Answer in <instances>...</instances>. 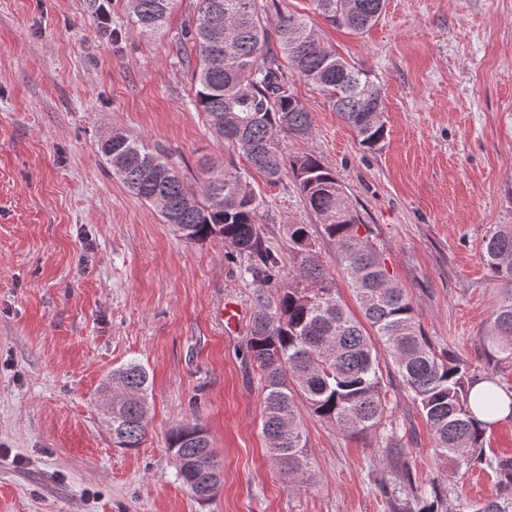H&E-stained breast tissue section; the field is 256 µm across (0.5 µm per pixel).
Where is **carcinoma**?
Instances as JSON below:
<instances>
[{
	"mask_svg": "<svg viewBox=\"0 0 512 512\" xmlns=\"http://www.w3.org/2000/svg\"><path fill=\"white\" fill-rule=\"evenodd\" d=\"M175 0H127L128 15L140 34L153 36L166 23ZM384 0H316L330 23L362 34L380 17ZM306 17L279 14L274 34L260 18L258 0H197L186 36L195 49V104L215 138L232 145L266 182L291 171L307 206L336 243L337 262L349 277L365 329L349 310L335 278L324 267L306 224L288 225L293 261L288 281L280 280L281 259L264 244V199L235 172L220 171L204 185L207 203L197 201L168 162L144 142L122 132L100 145L112 173L138 198L154 206L162 222L182 239L202 243L218 238L247 255V272L264 288L256 297L246 349L262 385V433L278 473L294 491L306 487L311 469L300 406L336 430L362 435L381 423L389 408L380 354L390 356L433 436L435 451L456 470L491 471L496 492L459 512H512V456L487 454L490 418L501 390L498 379L512 362V224H493L482 239L481 258L499 286L483 337L485 365L470 369L459 358L438 353L421 327L405 290L392 282L368 240L358 234L361 220L347 201L336 174L312 153L288 160L278 133H311L309 113L288 87L282 61L317 86L332 109L356 134L360 145L376 149L385 138L381 92L370 74L325 48ZM377 339H372V336ZM112 392V439L129 450L141 446L149 415L150 377L139 362L123 364L106 376ZM491 384L475 403L472 387ZM176 479L201 501L211 499L222 465L207 431L186 423L169 436ZM393 493L403 495L396 512H439L448 487L433 478L417 483L402 464Z\"/></svg>",
	"mask_w": 512,
	"mask_h": 512,
	"instance_id": "obj_1",
	"label": "carcinoma"
}]
</instances>
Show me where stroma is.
Wrapping results in <instances>:
<instances>
[{
  "mask_svg": "<svg viewBox=\"0 0 512 512\" xmlns=\"http://www.w3.org/2000/svg\"><path fill=\"white\" fill-rule=\"evenodd\" d=\"M260 2L271 19L308 16L384 101L385 139L366 151L323 92L287 73L312 132L280 134L284 156L312 153L335 172L436 350L483 366L497 285L482 239L490 225L512 224V0H385L359 35L325 22L314 0ZM195 5L176 0L147 38L126 0H0V512H392V431L416 481L446 475L445 512L491 496L486 470L456 473L435 452L386 356L385 426L351 436L304 416L308 487L293 491L278 476L246 350L260 288L248 257L177 237L99 150L120 129L197 193L213 172L246 174L283 273L293 269L289 225H308L356 308L336 245L292 175L268 185L248 174L196 109L194 66L176 51ZM133 359L149 371L151 409L141 447L127 450L113 443L98 397L112 368ZM185 422L207 430L223 466L205 502L175 478L169 434Z\"/></svg>",
  "mask_w": 512,
  "mask_h": 512,
  "instance_id": "1",
  "label": "stroma"
}]
</instances>
